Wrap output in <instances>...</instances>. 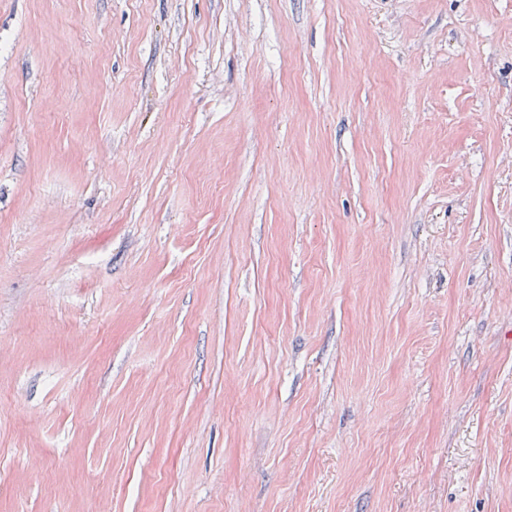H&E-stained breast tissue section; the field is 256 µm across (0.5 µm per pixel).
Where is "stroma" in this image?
<instances>
[{
    "label": "stroma",
    "instance_id": "1",
    "mask_svg": "<svg viewBox=\"0 0 512 512\" xmlns=\"http://www.w3.org/2000/svg\"><path fill=\"white\" fill-rule=\"evenodd\" d=\"M0 339V512H512V0H0Z\"/></svg>",
    "mask_w": 512,
    "mask_h": 512
}]
</instances>
